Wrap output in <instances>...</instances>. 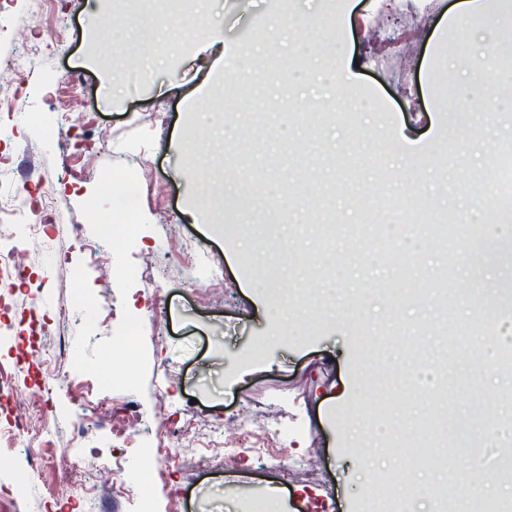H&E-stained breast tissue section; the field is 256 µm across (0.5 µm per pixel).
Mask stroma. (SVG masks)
<instances>
[{
  "label": "stroma",
  "mask_w": 512,
  "mask_h": 512,
  "mask_svg": "<svg viewBox=\"0 0 512 512\" xmlns=\"http://www.w3.org/2000/svg\"><path fill=\"white\" fill-rule=\"evenodd\" d=\"M124 19L105 27L103 0H0L30 14L26 41L0 42L29 66L19 109L0 133L13 182H28L35 208L63 207L92 239L80 206L100 166L124 163L139 177L152 222L131 257L139 273L127 297L145 320V395L86 390L68 356L83 323L71 274L88 255L59 234L30 252L25 279L0 284V371L40 390L50 435L37 452L0 436V512H139L124 487L168 512H250L271 488L295 512H365L371 490L434 512L435 486L469 459L481 466L489 500L512 502L503 448L477 432L512 412L506 358L493 373L471 343L498 332L512 341V229L494 204L496 148L512 142V96L471 86L466 62L512 68V41L471 20L447 25L454 0H167L151 42L127 16L146 0H121ZM211 14L229 53L263 68L248 72L224 108V85L199 72L196 14ZM287 28L271 36L273 20ZM61 46L44 41L56 28ZM303 67H294V60ZM159 61L149 80L147 62ZM505 109L487 115V95ZM307 104L304 117L295 108ZM481 199V213L471 209ZM399 224L404 262L389 257ZM447 225L448 239L434 230ZM494 229L493 250L463 251L472 226ZM196 246L189 264L169 262L168 237ZM222 277L223 287L191 297L190 284ZM289 303L290 326L273 337L267 304ZM164 403L169 430L222 447L228 414L247 410L257 425L280 424L292 468L267 469L257 451L229 465L194 469L172 449L164 479L143 480L154 434L145 419ZM432 420L440 444L406 436ZM431 456L435 485L395 481L416 450ZM129 458L94 498L67 497L63 476L74 455Z\"/></svg>",
  "instance_id": "1"
}]
</instances>
